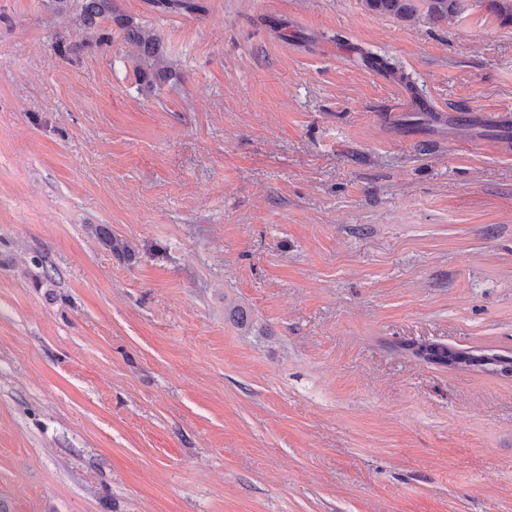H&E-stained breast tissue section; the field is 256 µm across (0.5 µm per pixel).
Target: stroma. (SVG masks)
Here are the masks:
<instances>
[{
	"label": "stroma",
	"instance_id": "obj_1",
	"mask_svg": "<svg viewBox=\"0 0 512 512\" xmlns=\"http://www.w3.org/2000/svg\"><path fill=\"white\" fill-rule=\"evenodd\" d=\"M196 2L0 0V503L512 512V373L411 353L512 357V128L399 95L512 115V23ZM113 0H80L81 11L92 24L112 18ZM123 26L126 29L125 38L141 48L142 55L135 68L146 88L152 92L157 89L158 80L160 81L170 68L158 35L152 28L134 23L131 19L123 21Z\"/></svg>",
	"mask_w": 512,
	"mask_h": 512
}]
</instances>
